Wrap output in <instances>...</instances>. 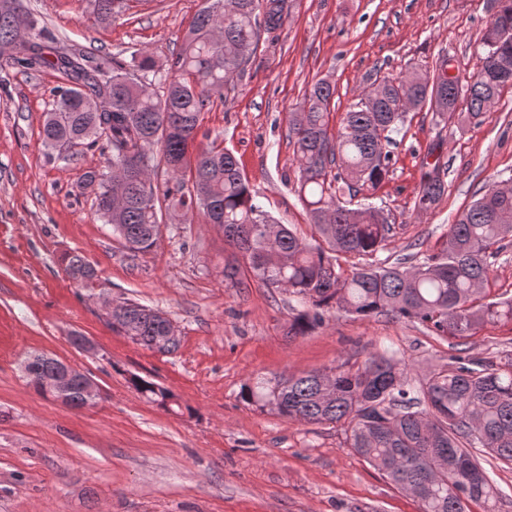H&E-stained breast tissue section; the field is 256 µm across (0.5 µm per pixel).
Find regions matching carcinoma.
<instances>
[{
    "label": "carcinoma",
    "instance_id": "1",
    "mask_svg": "<svg viewBox=\"0 0 512 512\" xmlns=\"http://www.w3.org/2000/svg\"><path fill=\"white\" fill-rule=\"evenodd\" d=\"M94 20L112 23L128 0H89ZM286 0H205L180 50L159 68L146 50L130 59L99 55L61 42L42 17L0 0V67H51L62 84L42 126L49 150L63 145L101 146L107 166L86 170L80 188L93 195L95 212L128 248L155 246L163 213L196 210L206 224L224 230L255 280L295 297L303 306L288 335L304 336L331 314L361 319L378 315L418 322L444 338L474 335L487 325L512 323V298L485 301L493 272L490 258L512 239V180L495 182L448 225L439 251L417 264L403 257L388 264L373 257L387 249L394 226L384 209L351 207L358 194L374 192L389 176L394 136L407 115L423 108L442 120L465 108L476 117L512 87V0H496L481 38L478 73L450 82L449 60L424 72L384 75L329 129L334 87L318 81L288 115V139L298 164L296 193L321 239L306 242L278 223L256 201L236 157L214 145H198L200 116L224 98V86L241 79L261 36L278 30ZM439 162L424 172L415 207L427 210L444 194ZM65 272L82 284L96 277L79 254ZM161 311L124 301L112 330L156 350ZM413 367L395 355L372 354L331 369L333 393L313 371L283 380L243 384L239 398L283 418L336 424L347 447L400 490L420 512H495L496 501L482 457L512 465V360L469 358L431 367L411 384ZM130 384L148 401L179 406L166 388L133 376Z\"/></svg>",
    "mask_w": 512,
    "mask_h": 512
}]
</instances>
